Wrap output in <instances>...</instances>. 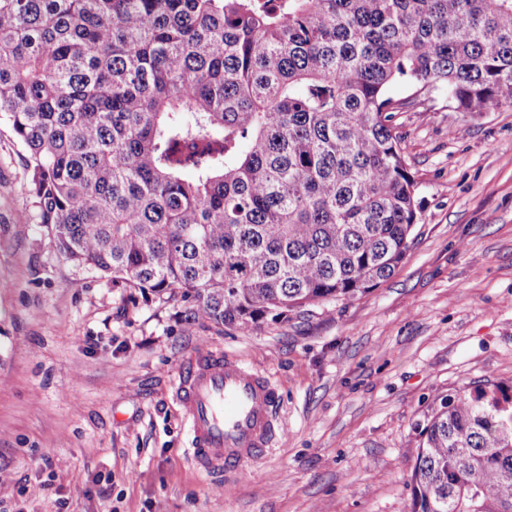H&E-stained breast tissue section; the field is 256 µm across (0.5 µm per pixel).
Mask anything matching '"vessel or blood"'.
I'll return each instance as SVG.
<instances>
[{
  "label": "vessel or blood",
  "mask_w": 512,
  "mask_h": 512,
  "mask_svg": "<svg viewBox=\"0 0 512 512\" xmlns=\"http://www.w3.org/2000/svg\"><path fill=\"white\" fill-rule=\"evenodd\" d=\"M175 394L189 426L190 458L204 473L240 474L283 430L279 391L236 358L203 351L181 373Z\"/></svg>",
  "instance_id": "obj_1"
}]
</instances>
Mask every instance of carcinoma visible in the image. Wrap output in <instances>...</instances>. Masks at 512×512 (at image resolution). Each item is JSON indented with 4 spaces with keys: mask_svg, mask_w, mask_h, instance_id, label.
I'll use <instances>...</instances> for the list:
<instances>
[{
    "mask_svg": "<svg viewBox=\"0 0 512 512\" xmlns=\"http://www.w3.org/2000/svg\"><path fill=\"white\" fill-rule=\"evenodd\" d=\"M439 90L512 107V0H0V118L59 253L189 321L389 279L419 209L395 118ZM421 436L411 512H512V389Z\"/></svg>",
    "mask_w": 512,
    "mask_h": 512,
    "instance_id": "obj_1",
    "label": "carcinoma"
}]
</instances>
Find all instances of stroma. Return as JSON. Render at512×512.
I'll return each mask as SVG.
<instances>
[{
  "instance_id": "1",
  "label": "stroma",
  "mask_w": 512,
  "mask_h": 512,
  "mask_svg": "<svg viewBox=\"0 0 512 512\" xmlns=\"http://www.w3.org/2000/svg\"><path fill=\"white\" fill-rule=\"evenodd\" d=\"M414 240L353 301L249 331L187 323L58 252L0 122V512H410L442 397L512 386V108L398 114ZM210 349L268 376L285 431L241 475L192 463L174 384Z\"/></svg>"
}]
</instances>
